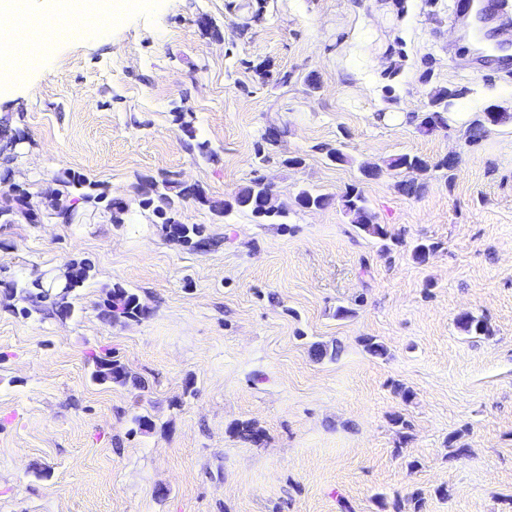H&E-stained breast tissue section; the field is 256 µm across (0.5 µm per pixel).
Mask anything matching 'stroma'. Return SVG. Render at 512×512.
Wrapping results in <instances>:
<instances>
[{
  "label": "stroma",
  "mask_w": 512,
  "mask_h": 512,
  "mask_svg": "<svg viewBox=\"0 0 512 512\" xmlns=\"http://www.w3.org/2000/svg\"><path fill=\"white\" fill-rule=\"evenodd\" d=\"M457 4L115 0L85 39L17 22L37 64L0 92V178L41 210L55 177L82 174L128 209L0 225V281L93 266L66 319L0 296V512H512V124L466 134L512 113V72L470 64ZM430 87L480 103L426 135ZM271 127L284 136L262 161ZM338 142L350 163L323 152ZM405 153L458 164L417 197L393 171L362 179L358 162ZM258 176L286 224L182 199L174 218L204 225V250L141 204L154 179L221 201ZM355 183L390 251L343 211ZM302 188L330 205L295 207ZM420 241L438 245L422 264ZM115 283L144 318L104 316ZM463 313L490 335L460 331ZM105 351L141 385L93 381ZM248 421L260 443L234 434ZM508 123H512L511 112H483L482 115L477 116L471 123L467 130V134L471 141H478L484 136L488 126L506 125Z\"/></svg>",
  "instance_id": "stroma-1"
}]
</instances>
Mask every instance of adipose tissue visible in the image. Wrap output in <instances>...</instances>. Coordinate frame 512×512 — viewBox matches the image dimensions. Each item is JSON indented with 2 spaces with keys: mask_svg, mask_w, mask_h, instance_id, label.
<instances>
[{
  "mask_svg": "<svg viewBox=\"0 0 512 512\" xmlns=\"http://www.w3.org/2000/svg\"><path fill=\"white\" fill-rule=\"evenodd\" d=\"M109 8V0H0V76L17 77L31 66L30 59L14 49L11 28L17 18L37 23L63 19L78 27L85 19L106 15Z\"/></svg>",
  "mask_w": 512,
  "mask_h": 512,
  "instance_id": "obj_1",
  "label": "adipose tissue"
}]
</instances>
